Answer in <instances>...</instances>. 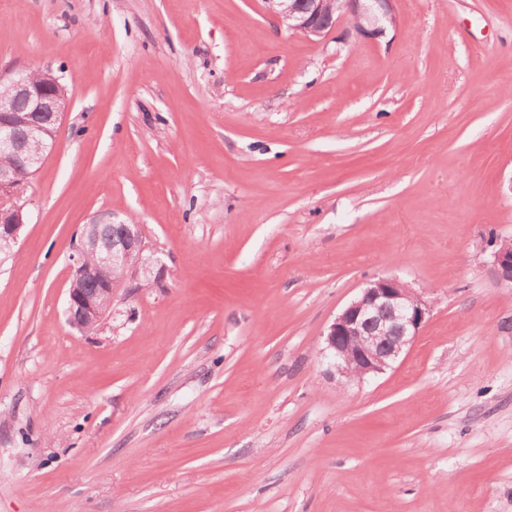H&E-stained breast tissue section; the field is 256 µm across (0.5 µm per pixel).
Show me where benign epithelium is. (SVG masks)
Listing matches in <instances>:
<instances>
[{
    "mask_svg": "<svg viewBox=\"0 0 512 512\" xmlns=\"http://www.w3.org/2000/svg\"><path fill=\"white\" fill-rule=\"evenodd\" d=\"M266 12L289 32L307 39H323L342 19L359 36L377 37L395 23L393 0H263ZM0 152L25 168L38 169L46 149L34 152L31 141L56 140L68 109V92L50 70L0 72ZM23 186L14 168L0 167V249L10 246L24 224ZM110 243L84 228L73 256L74 279L88 280L94 288L69 289V323L81 330L99 327L112 309V268L123 277L150 279L152 264L147 245L136 224H112ZM492 273L501 285L512 287V240L493 252ZM429 309L399 279L378 277L360 288L358 295L328 328L327 348L336 369L349 379L383 374L405 354L425 324Z\"/></svg>",
    "mask_w": 512,
    "mask_h": 512,
    "instance_id": "benign-epithelium-1",
    "label": "benign epithelium"
}]
</instances>
